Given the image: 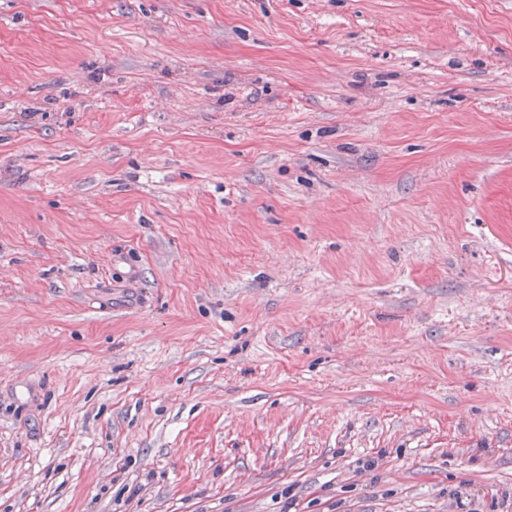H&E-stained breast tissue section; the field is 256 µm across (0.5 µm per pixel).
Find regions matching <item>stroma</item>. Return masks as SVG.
Wrapping results in <instances>:
<instances>
[{
	"label": "stroma",
	"mask_w": 512,
	"mask_h": 512,
	"mask_svg": "<svg viewBox=\"0 0 512 512\" xmlns=\"http://www.w3.org/2000/svg\"><path fill=\"white\" fill-rule=\"evenodd\" d=\"M0 512H512V0H0Z\"/></svg>",
	"instance_id": "35a3bbf8"
}]
</instances>
